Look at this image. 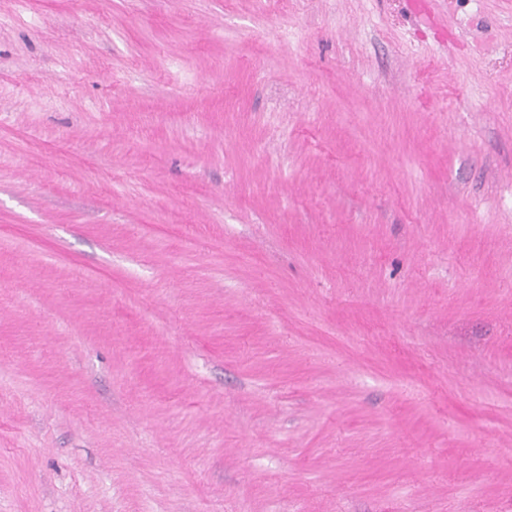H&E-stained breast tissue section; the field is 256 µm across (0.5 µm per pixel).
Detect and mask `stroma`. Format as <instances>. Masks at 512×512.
Listing matches in <instances>:
<instances>
[{
  "label": "stroma",
  "instance_id": "stroma-1",
  "mask_svg": "<svg viewBox=\"0 0 512 512\" xmlns=\"http://www.w3.org/2000/svg\"><path fill=\"white\" fill-rule=\"evenodd\" d=\"M0 512H512V0H0Z\"/></svg>",
  "mask_w": 512,
  "mask_h": 512
}]
</instances>
